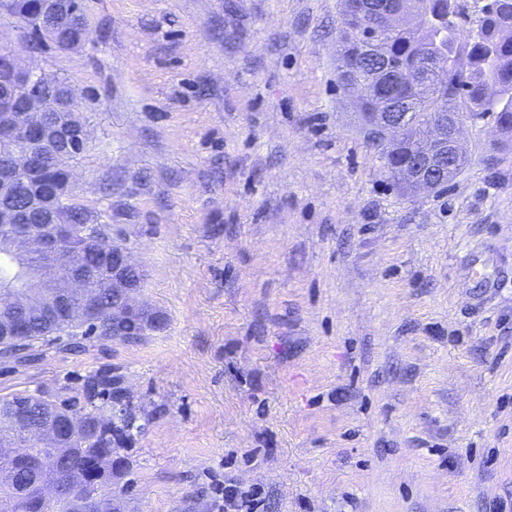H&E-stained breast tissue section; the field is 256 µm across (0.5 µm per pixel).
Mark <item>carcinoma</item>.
<instances>
[{
    "instance_id": "obj_1",
    "label": "carcinoma",
    "mask_w": 512,
    "mask_h": 512,
    "mask_svg": "<svg viewBox=\"0 0 512 512\" xmlns=\"http://www.w3.org/2000/svg\"><path fill=\"white\" fill-rule=\"evenodd\" d=\"M466 0H413V8L423 17L418 23L393 29L382 42L363 39L371 23L394 12L399 0H357V6L342 10L337 41L342 64L338 84L344 92L362 83L366 90L356 96L358 112H386L392 119L408 112L411 117L409 142H423L425 129L439 112L468 114L482 121L492 119L501 129L495 151L512 150V0H490L473 31L460 33L459 21L466 15ZM14 20V29L39 52L47 46L75 48L85 42L88 26L83 0H59L58 13L42 14L41 0H0V14ZM497 86V97L486 96L488 83ZM369 146L378 152L384 171L404 192L412 191L405 177L410 169V153L405 143L389 148L383 141L366 135ZM49 169L51 200L45 211L56 214L60 223L71 227V236L61 242L66 249L80 240L79 230L93 223L94 214L84 205L71 185L69 171L58 158L44 159ZM111 237L91 245L90 288L84 299L86 309L82 335L114 341L112 305L122 297L112 287ZM62 294L42 296L32 304L13 308L0 305V349L17 345L31 350L55 344L76 347V335L65 332L73 312L64 307ZM73 398L83 402L86 432L68 436L59 452L43 449L36 436L44 426L51 406L36 395L15 393L0 397V416L11 404L25 399L30 404L22 455L37 460L60 478L59 492L44 498L36 486L39 472L28 464L11 459L0 450V512H79L81 502L96 495L94 473L101 484L112 483L115 450L126 448L140 432V407L126 402L124 380L106 371L86 377Z\"/></svg>"
}]
</instances>
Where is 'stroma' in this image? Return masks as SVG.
<instances>
[{
  "label": "stroma",
  "mask_w": 512,
  "mask_h": 512,
  "mask_svg": "<svg viewBox=\"0 0 512 512\" xmlns=\"http://www.w3.org/2000/svg\"><path fill=\"white\" fill-rule=\"evenodd\" d=\"M36 59L84 90L75 190L167 317L0 360V395L121 376L126 512H512V152L405 193L339 88L341 0H84ZM478 255L485 277L468 260ZM253 494L241 492L238 488L229 485L224 487V505L222 509L225 512H256L259 503L255 502Z\"/></svg>",
  "instance_id": "35a3bbf8"
}]
</instances>
